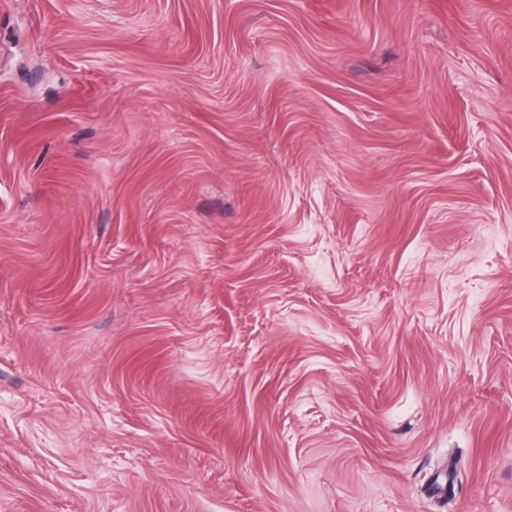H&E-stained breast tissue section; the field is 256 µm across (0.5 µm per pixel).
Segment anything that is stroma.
<instances>
[{
    "label": "stroma",
    "mask_w": 512,
    "mask_h": 512,
    "mask_svg": "<svg viewBox=\"0 0 512 512\" xmlns=\"http://www.w3.org/2000/svg\"><path fill=\"white\" fill-rule=\"evenodd\" d=\"M0 512H512V0H0Z\"/></svg>",
    "instance_id": "obj_1"
}]
</instances>
